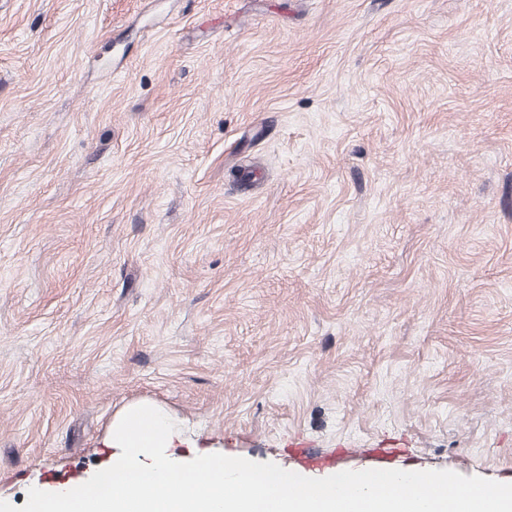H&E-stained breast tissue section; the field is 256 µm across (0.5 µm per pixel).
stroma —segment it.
I'll return each instance as SVG.
<instances>
[{"mask_svg": "<svg viewBox=\"0 0 512 512\" xmlns=\"http://www.w3.org/2000/svg\"><path fill=\"white\" fill-rule=\"evenodd\" d=\"M141 400L512 483V0H0V501Z\"/></svg>", "mask_w": 512, "mask_h": 512, "instance_id": "35a3bbf8", "label": "stroma"}]
</instances>
